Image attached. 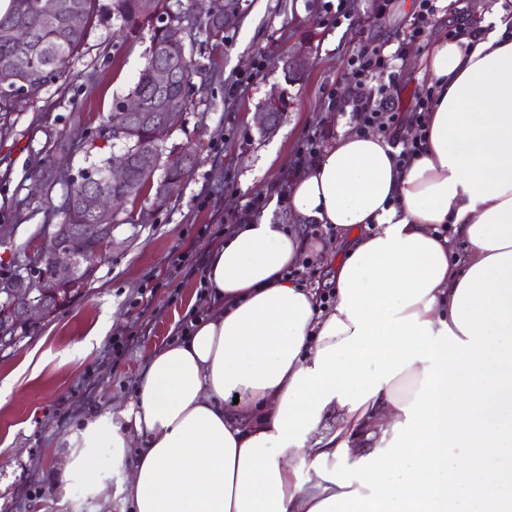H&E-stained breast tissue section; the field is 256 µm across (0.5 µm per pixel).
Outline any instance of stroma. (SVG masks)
Returning a JSON list of instances; mask_svg holds the SVG:
<instances>
[{"instance_id":"35a3bbf8","label":"stroma","mask_w":512,"mask_h":512,"mask_svg":"<svg viewBox=\"0 0 512 512\" xmlns=\"http://www.w3.org/2000/svg\"><path fill=\"white\" fill-rule=\"evenodd\" d=\"M234 27L223 46L197 33L193 58L202 71L197 90L168 146L198 147V162L180 194L139 224L116 225L117 242L84 295L0 352V385L11 392L0 403V512H130L123 494L106 506L74 488L57 506L50 487L58 439L89 414L136 394V381L160 345L180 338L188 306L206 307L201 263L223 241L227 224L267 217L296 221L283 199L285 180L301 167L309 134L323 130L332 143L356 126L352 111L330 105L346 89L348 59L368 45L397 47L412 20L413 0H390L378 14L373 0H239ZM112 17L95 23L82 52L68 65L66 81L48 86L27 110L0 124V275L12 271L13 254L40 233L47 212L59 206L69 186L31 192L41 170L56 165L79 174L112 154L111 143L90 148L116 101L133 87L146 63L149 36L124 41ZM310 56L301 80L287 82L280 57L300 42ZM427 43L407 46L394 61V79L383 82V101L408 117L424 97L422 67ZM265 58L257 72L253 64ZM286 108L274 131L254 116L271 93ZM262 197L252 210L248 201ZM188 251L175 269L173 253Z\"/></svg>"}]
</instances>
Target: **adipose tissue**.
Wrapping results in <instances>:
<instances>
[{"label":"adipose tissue","instance_id":"ef3b65f1","mask_svg":"<svg viewBox=\"0 0 512 512\" xmlns=\"http://www.w3.org/2000/svg\"><path fill=\"white\" fill-rule=\"evenodd\" d=\"M484 21L433 39L415 157L353 132L294 179L290 210L336 234L333 306L285 277L321 243L235 225L206 312L120 422L90 415L55 449L59 502L102 499L105 456L132 512H512V15Z\"/></svg>","mask_w":512,"mask_h":512}]
</instances>
